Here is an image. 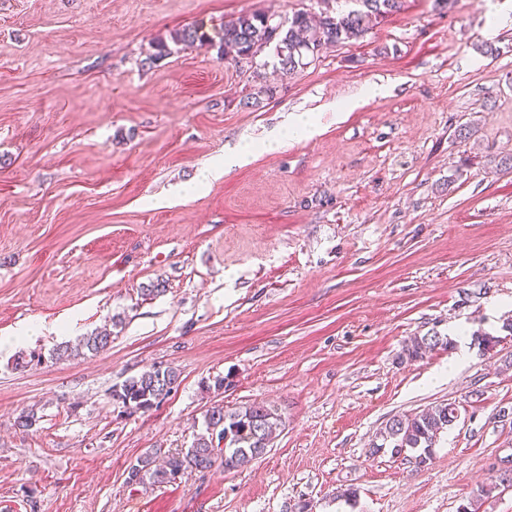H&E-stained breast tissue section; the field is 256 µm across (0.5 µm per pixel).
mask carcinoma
Returning a JSON list of instances; mask_svg holds the SVG:
<instances>
[{
	"label": "carcinoma",
	"instance_id": "carcinoma-1",
	"mask_svg": "<svg viewBox=\"0 0 512 512\" xmlns=\"http://www.w3.org/2000/svg\"><path fill=\"white\" fill-rule=\"evenodd\" d=\"M361 8L331 15L323 13L317 21L306 12L295 13L288 20V30L271 25L264 14L241 16L224 24L221 38V58L227 63L238 64L251 57L273 41H278L277 57L286 74L305 65L304 59L317 56L327 47L346 39L364 34L370 25L398 11L401 0H358ZM204 37L200 30L188 26L170 35L175 45L188 46ZM111 333H95L83 346L91 353H98L111 343ZM450 341L439 336L414 338L406 346L405 355L417 360L437 345ZM176 374L170 368L160 367L133 377L112 391V398L131 412L149 410L159 403L172 389ZM458 418L457 405L439 403L414 415L392 418L387 421L381 436L390 442L392 452L400 454L408 449L418 451L420 464L430 459L439 435L450 428ZM277 410L264 405L249 404L232 409L220 405L212 407L205 415L206 429L187 450L169 453L156 463L158 453L150 452L140 457L128 470L131 484L166 483L186 471L206 472L214 467L234 470L244 463L263 455L276 437L281 426Z\"/></svg>",
	"mask_w": 512,
	"mask_h": 512
}]
</instances>
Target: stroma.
I'll list each match as a JSON object with an SVG mask.
<instances>
[{"label": "stroma", "instance_id": "1", "mask_svg": "<svg viewBox=\"0 0 512 512\" xmlns=\"http://www.w3.org/2000/svg\"><path fill=\"white\" fill-rule=\"evenodd\" d=\"M336 8L0 0V512H512L491 486L512 457V0H402L290 75L270 45L220 58L232 19ZM192 25L206 44L148 63ZM374 83L386 95L331 112ZM301 112L319 133L260 151ZM244 144L251 164L193 190ZM102 330L105 350L56 358ZM422 336L469 357L406 359ZM155 366L178 374L158 406L113 400ZM440 402L459 417L426 465L372 452L388 420ZM217 404L278 410L262 457L128 484Z\"/></svg>", "mask_w": 512, "mask_h": 512}]
</instances>
